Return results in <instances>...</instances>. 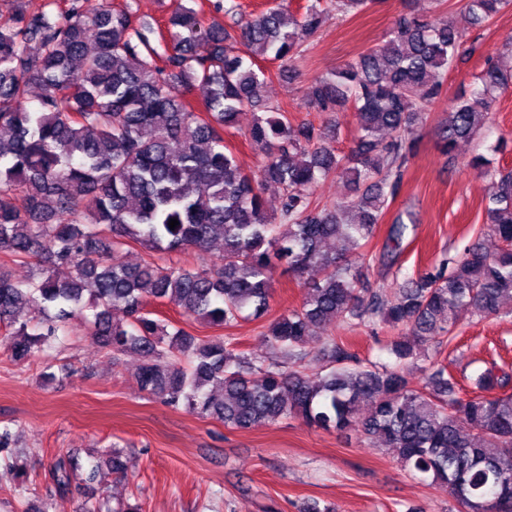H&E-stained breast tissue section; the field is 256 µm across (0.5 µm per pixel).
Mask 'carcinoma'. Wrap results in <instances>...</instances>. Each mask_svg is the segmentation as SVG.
I'll list each match as a JSON object with an SVG mask.
<instances>
[{"mask_svg": "<svg viewBox=\"0 0 512 512\" xmlns=\"http://www.w3.org/2000/svg\"><path fill=\"white\" fill-rule=\"evenodd\" d=\"M321 0L295 16L283 0L246 17L237 0H212L224 22L205 21L196 0H175L164 28L138 18L134 0L47 2L18 7L0 22V253L35 261L25 281L0 263V326L10 359L24 363L65 335L80 317L112 358L140 354L142 391L174 408L236 430L272 425L290 415L324 430L353 429L359 439H384L404 469L448 487L459 512H512V376L486 371L487 397L457 395L439 358L460 321L502 314L512 298V170L483 155L471 166L493 184L486 224L493 247L475 242L453 262L440 256L422 272L372 288L366 247L394 200L418 136L419 115L441 99L448 71L467 43L449 21L399 18L376 46L307 88L324 112L350 103L357 137L349 157L330 146L331 130L293 125L262 107L246 137L264 155L245 172L224 143V129L256 106L265 79L260 60L281 66L329 20L373 0ZM512 0H465L480 23ZM40 60V67L32 65ZM38 105L25 106L32 87ZM206 88L196 109L185 94ZM512 89V73L489 64L470 95L448 105L441 151L453 155L477 136L495 95ZM335 176L348 194L331 206L313 189ZM279 185V210L267 211L264 186ZM26 200L16 207L15 196ZM179 225L169 228V221ZM407 225L396 220L386 256L396 259ZM224 242V263L128 264L130 241L161 253L207 251ZM341 239L354 258L328 251ZM68 270L62 279L57 270ZM312 268L318 279L305 278ZM305 280L300 306L280 315L266 337L288 361L284 370L237 351L225 337L201 340L154 317L149 303L171 302L183 315L230 326L245 310L269 309L274 275ZM37 313L31 325L24 307ZM120 307L126 319L112 320ZM337 318L383 324L391 365L365 362L311 327ZM434 343L424 377L414 384L401 364ZM328 364L305 371L310 345ZM365 405L368 412L358 415ZM72 463L59 458L56 489L71 488Z\"/></svg>", "mask_w": 512, "mask_h": 512, "instance_id": "obj_1", "label": "carcinoma"}]
</instances>
